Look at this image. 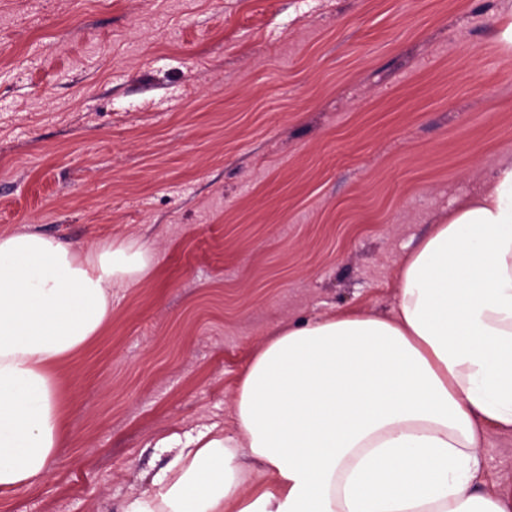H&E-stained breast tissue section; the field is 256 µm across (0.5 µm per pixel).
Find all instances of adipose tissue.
<instances>
[{
	"label": "adipose tissue",
	"instance_id": "adipose-tissue-1",
	"mask_svg": "<svg viewBox=\"0 0 512 512\" xmlns=\"http://www.w3.org/2000/svg\"><path fill=\"white\" fill-rule=\"evenodd\" d=\"M154 266L135 241L0 235V497L47 475L61 365ZM396 298L391 318L279 326L238 385L236 433L187 434L120 512H512V487L476 491L489 431H512V162L406 257Z\"/></svg>",
	"mask_w": 512,
	"mask_h": 512
}]
</instances>
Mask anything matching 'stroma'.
I'll return each mask as SVG.
<instances>
[{"label":"stroma","instance_id":"1","mask_svg":"<svg viewBox=\"0 0 512 512\" xmlns=\"http://www.w3.org/2000/svg\"><path fill=\"white\" fill-rule=\"evenodd\" d=\"M512 0H0V234L147 242L59 370L69 433L0 512H119L291 320L391 312L408 251L512 161ZM482 492L512 486L492 431Z\"/></svg>","mask_w":512,"mask_h":512}]
</instances>
